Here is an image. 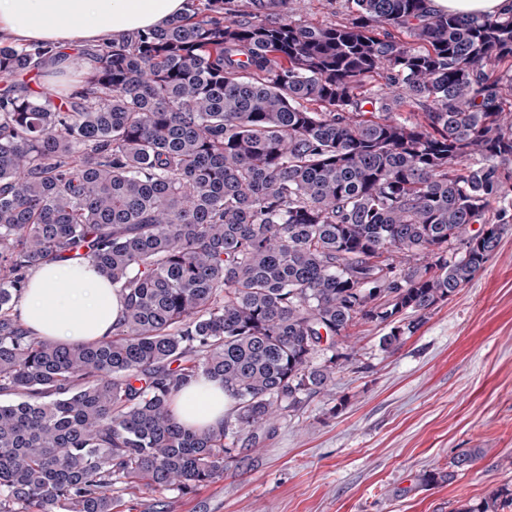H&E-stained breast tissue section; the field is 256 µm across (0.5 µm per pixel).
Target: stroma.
Masks as SVG:
<instances>
[{"label": "stroma", "instance_id": "stroma-1", "mask_svg": "<svg viewBox=\"0 0 512 512\" xmlns=\"http://www.w3.org/2000/svg\"><path fill=\"white\" fill-rule=\"evenodd\" d=\"M291 14L344 23L346 0H290ZM357 323L338 347L333 395L240 448L223 480L189 493L115 488L120 512H457L512 489V229L471 282L420 318L396 351ZM479 449L449 483L419 477Z\"/></svg>", "mask_w": 512, "mask_h": 512}]
</instances>
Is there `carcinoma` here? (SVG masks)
I'll list each match as a JSON object with an SVG mask.
<instances>
[{
  "label": "carcinoma",
  "mask_w": 512,
  "mask_h": 512,
  "mask_svg": "<svg viewBox=\"0 0 512 512\" xmlns=\"http://www.w3.org/2000/svg\"><path fill=\"white\" fill-rule=\"evenodd\" d=\"M189 2L73 58L0 43V395L21 396L0 402V512L219 482L330 392L322 345L362 321L396 350L512 224V12L350 0L315 24L289 0ZM68 61L84 77L59 104L22 80ZM64 261L118 288L111 336L21 322L32 272ZM202 375L234 403L218 430L173 417ZM511 507L504 487L456 512Z\"/></svg>",
  "instance_id": "1"
}]
</instances>
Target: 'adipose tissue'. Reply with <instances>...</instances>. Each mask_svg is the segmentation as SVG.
Returning <instances> with one entry per match:
<instances>
[{"instance_id":"ef3b65f1","label":"adipose tissue","mask_w":512,"mask_h":512,"mask_svg":"<svg viewBox=\"0 0 512 512\" xmlns=\"http://www.w3.org/2000/svg\"><path fill=\"white\" fill-rule=\"evenodd\" d=\"M186 10L187 0H0V39L100 45L113 34L157 28ZM21 312L25 326L47 341L77 343L111 335L121 304L94 266L63 262L35 271ZM230 403L222 384L202 377L176 396L173 414L185 427L212 429L221 426Z\"/></svg>"}]
</instances>
